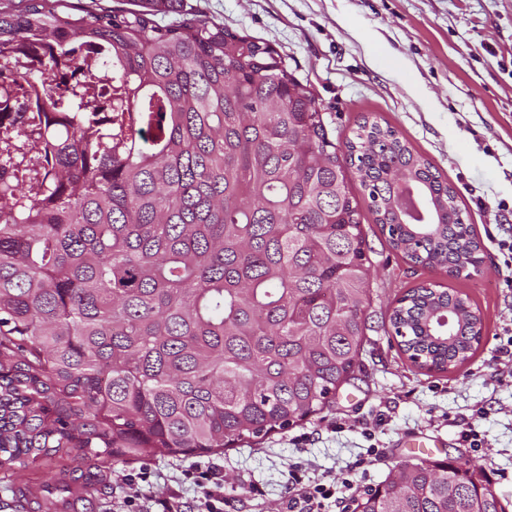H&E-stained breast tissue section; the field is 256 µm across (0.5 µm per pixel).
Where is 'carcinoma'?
I'll use <instances>...</instances> for the list:
<instances>
[{
  "label": "carcinoma",
  "mask_w": 512,
  "mask_h": 512,
  "mask_svg": "<svg viewBox=\"0 0 512 512\" xmlns=\"http://www.w3.org/2000/svg\"><path fill=\"white\" fill-rule=\"evenodd\" d=\"M183 7L0 10V484L17 502L30 460L222 454L328 409L369 330L353 180L413 265L458 278L483 262L454 187L394 128L366 119L337 146L280 54L158 21ZM78 44L102 49L94 67ZM387 321L429 372L467 363L484 330L453 288H410ZM43 488L49 512L71 494L51 473ZM352 512L503 510L471 465L417 459Z\"/></svg>",
  "instance_id": "1"
}]
</instances>
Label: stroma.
Instances as JSON below:
<instances>
[{
	"instance_id": "1",
	"label": "stroma",
	"mask_w": 512,
	"mask_h": 512,
	"mask_svg": "<svg viewBox=\"0 0 512 512\" xmlns=\"http://www.w3.org/2000/svg\"><path fill=\"white\" fill-rule=\"evenodd\" d=\"M184 8L271 45L313 88L337 145L366 118L398 130L456 189L465 222L485 246L479 270L453 279L408 264L364 212L376 316L409 288L449 286L481 308V342L460 369L427 374L375 327L360 371L329 410L259 445L213 456L223 468L226 512H280L296 462L313 476L350 478L358 491L375 485L416 457L404 445L411 434L444 440L436 459L476 464L512 512V381L502 380L494 361L498 338L512 325V280L495 246L512 236V0H184ZM481 405L489 408L479 427L490 447L476 452L448 420ZM367 424L374 438L365 437ZM372 448L382 453L378 464L350 470ZM192 461L162 453L147 460L158 489L175 493L186 512L197 497L182 476ZM138 469L113 465L98 492L82 495L83 512H115L126 474ZM254 485L262 496L250 495Z\"/></svg>"
}]
</instances>
